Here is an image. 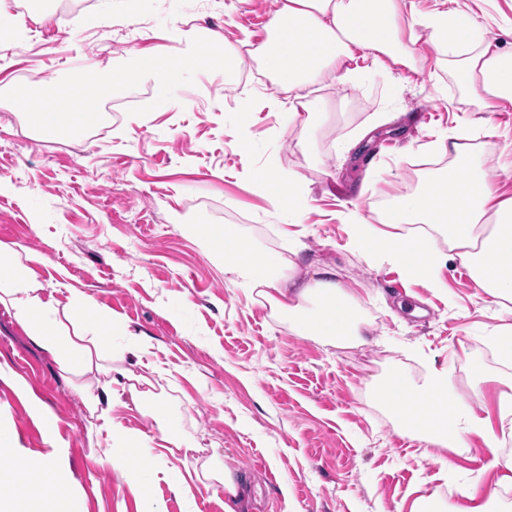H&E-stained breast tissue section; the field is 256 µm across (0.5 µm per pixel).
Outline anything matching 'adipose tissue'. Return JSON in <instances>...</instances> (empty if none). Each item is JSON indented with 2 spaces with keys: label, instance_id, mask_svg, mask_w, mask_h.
Wrapping results in <instances>:
<instances>
[{
  "label": "adipose tissue",
  "instance_id": "adipose-tissue-1",
  "mask_svg": "<svg viewBox=\"0 0 512 512\" xmlns=\"http://www.w3.org/2000/svg\"><path fill=\"white\" fill-rule=\"evenodd\" d=\"M418 25L436 55L447 57L459 89L476 98L482 110L512 101V46H486L475 15L454 8L419 19L407 0H269L267 37L256 60L281 89H301L333 75L351 84L361 74L352 65L359 57L377 65L413 66L403 33ZM479 133L494 137L498 131L490 125L478 132L470 126L455 128L433 143L434 152L449 156L451 164L429 173L419 188L391 197L379 216L388 233L377 234L365 215L351 211L352 243L366 260L394 265L405 277L430 284L447 252H454L476 288L500 303H512V197L498 193L486 161L477 157L473 140ZM255 179L274 214H288L300 223L308 204L301 176L283 174L270 162ZM208 236L224 246L225 276L246 295L268 301L299 335L339 348L363 343L358 299L337 282L332 267L300 272L301 246L287 256L259 252L228 226L209 230ZM441 240L446 243L442 249L437 246ZM43 261L32 250L1 248L0 266L9 274L0 279V304L12 310L39 349L92 376L82 403L112 439L100 465L133 479L151 471L156 461L190 452L189 441L176 432L171 413L153 391L157 369L134 376L103 364L114 336L126 337L137 355L149 348V339L98 310L85 293L71 291L62 308L44 299L32 275L33 265ZM125 401L150 420V432L113 425L110 409ZM381 405L396 429L429 446L462 448L469 435L477 434L495 451L501 438H512V381L500 392L493 418L462 401L444 366L431 368L418 382L390 374L381 388ZM0 512L88 510L51 456L21 455L10 427L0 424Z\"/></svg>",
  "mask_w": 512,
  "mask_h": 512
}]
</instances>
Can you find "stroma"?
<instances>
[{
	"label": "stroma",
	"instance_id": "obj_1",
	"mask_svg": "<svg viewBox=\"0 0 512 512\" xmlns=\"http://www.w3.org/2000/svg\"><path fill=\"white\" fill-rule=\"evenodd\" d=\"M456 2L478 17L487 43H512V0ZM267 10V0H217L208 10L200 0H142L135 14L110 0H10L23 33L0 32V48L10 50L0 86H49L83 64H122L169 47L164 33L174 27L257 45ZM413 50L422 58L417 70L367 60L361 84L308 88L327 109L314 159L298 144L300 124L288 120L293 95L256 69L229 86L221 72H198L135 122L133 91L109 95L110 117L69 140L37 132L0 100V245L45 256L35 268L44 299L66 304L75 288L150 339L146 360L164 375L159 398L195 448L137 488L100 466L112 441L77 394L88 376L62 371L0 306V420L22 453L52 454L88 512H224L223 488L196 477L211 448L246 486L237 512H408L433 493L453 510L473 488L512 502V488L496 485L500 471L482 438L462 450L424 446L396 430L379 402L391 372L416 379L431 360L447 366L477 408L493 405L499 378L512 376V363L492 345L499 326L512 325V310L475 288L460 261L441 266L440 287L407 279L395 291L389 281L398 270L350 246L349 210L377 221L391 195L447 166L425 147L461 124L482 118L498 126V136L476 145L499 193L512 197V102L481 113L447 66L427 59L424 41ZM223 85L217 109L211 95ZM269 97L278 109L264 107ZM243 99L254 107L256 145L247 158L237 150L233 114ZM359 131L361 149L338 152V142ZM272 157L306 181L303 224L271 217L254 185V171ZM205 224L236 226L259 250L284 253L302 241L303 264L332 266L355 290L365 344L338 348L297 335L264 299L226 279ZM475 364L486 381L473 382ZM18 380L34 401L17 394ZM35 402L57 415L58 447L41 433Z\"/></svg>",
	"mask_w": 512,
	"mask_h": 512
}]
</instances>
